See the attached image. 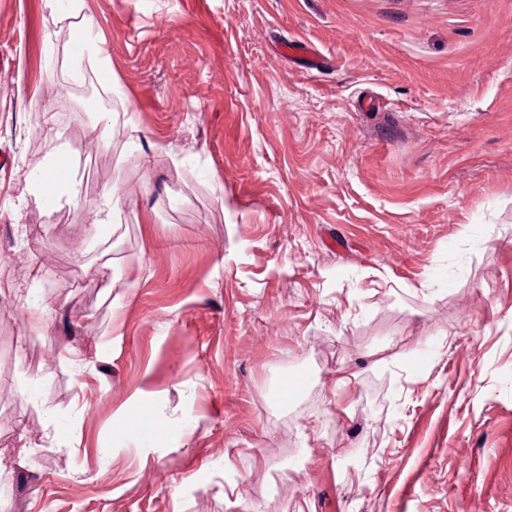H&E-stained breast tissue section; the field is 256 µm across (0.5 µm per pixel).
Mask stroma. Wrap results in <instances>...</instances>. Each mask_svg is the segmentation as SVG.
Masks as SVG:
<instances>
[{
    "instance_id": "35a3bbf8",
    "label": "stroma",
    "mask_w": 512,
    "mask_h": 512,
    "mask_svg": "<svg viewBox=\"0 0 512 512\" xmlns=\"http://www.w3.org/2000/svg\"><path fill=\"white\" fill-rule=\"evenodd\" d=\"M0 150V512H512V0H0ZM78 53L86 58L95 68L102 86L112 92V68L108 55H105L99 46L98 39L86 28H78L75 32ZM31 183L27 194L35 204L50 205L56 198V192L60 188H64L72 201L85 204L91 210L94 217L93 224L96 227L112 224V218L121 203L118 189L114 185L104 187L97 199L86 202L80 194L79 184L75 176L66 172L62 178H59L57 168L39 173L33 177ZM50 183L54 185L52 194L46 192V186Z\"/></svg>"
}]
</instances>
